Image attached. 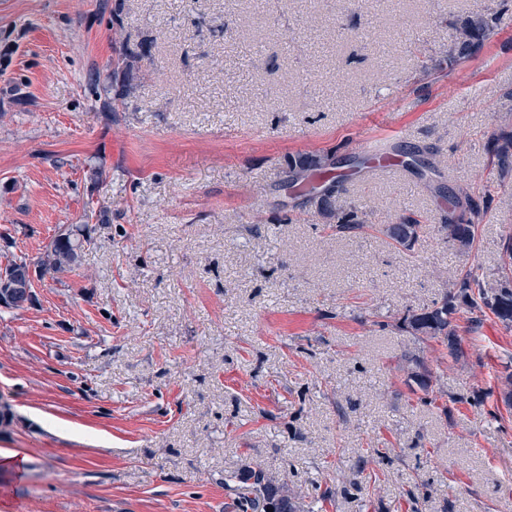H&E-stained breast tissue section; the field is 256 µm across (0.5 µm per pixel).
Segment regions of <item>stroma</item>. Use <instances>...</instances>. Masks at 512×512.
<instances>
[{"label":"stroma","mask_w":512,"mask_h":512,"mask_svg":"<svg viewBox=\"0 0 512 512\" xmlns=\"http://www.w3.org/2000/svg\"><path fill=\"white\" fill-rule=\"evenodd\" d=\"M473 13L494 32L449 63ZM504 131L512 0H0V266L88 237L0 307V512H239L257 466L307 512H512V328L459 312L456 357L400 328L497 280ZM366 138L431 167L365 181ZM327 154L320 215L285 180ZM461 189L468 254L437 231ZM402 217L408 250L375 230ZM489 152L503 171L512 169V132H501L491 138ZM79 231L81 230H69L53 239L43 256L34 264L33 268L38 280L47 273L58 274L71 271L78 265L84 247L83 243L87 242L84 236L78 233ZM80 236H83V239ZM406 360L408 364L412 366L411 372L409 373V377L414 380L420 391L424 392L425 394L429 393V390H431L432 387L434 377L432 371L416 354L408 355L406 357Z\"/></svg>","instance_id":"1"}]
</instances>
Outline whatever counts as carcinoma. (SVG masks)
<instances>
[{
	"label": "carcinoma",
	"mask_w": 512,
	"mask_h": 512,
	"mask_svg": "<svg viewBox=\"0 0 512 512\" xmlns=\"http://www.w3.org/2000/svg\"><path fill=\"white\" fill-rule=\"evenodd\" d=\"M493 28L492 19L482 13L471 14L453 26L451 43L448 46V63H456L476 55L484 46ZM489 152L497 166L504 170L512 168V132H502L491 138ZM333 166L332 158L301 157L289 168L287 185L306 182L311 171ZM335 187L309 190V201L318 212H326L331 206ZM483 209L466 195L449 197L448 222L439 225L438 232L458 251L467 254L475 242L477 224ZM422 225L417 220L402 219L397 224H385L380 228L387 237L404 248H410L419 238ZM84 247L80 233L69 230L56 236L49 248L40 257L34 270L37 279L46 274L63 273L74 269L79 263ZM15 281L0 278V297L9 294L8 309H20L32 302L25 289L14 287ZM456 289L445 291L440 300L430 306L411 311L403 320V330L417 340H434L455 355L459 350L458 323L456 315L460 309L471 313L489 310L504 326L512 327V286L501 281L492 284L485 278L468 271L455 283ZM411 366L409 377L420 391L429 393L433 373L416 354L406 357ZM245 480L251 482L255 496L239 503L240 512H304L299 503L293 501L275 485L273 479L260 467L250 470Z\"/></svg>",
	"instance_id": "obj_1"
}]
</instances>
